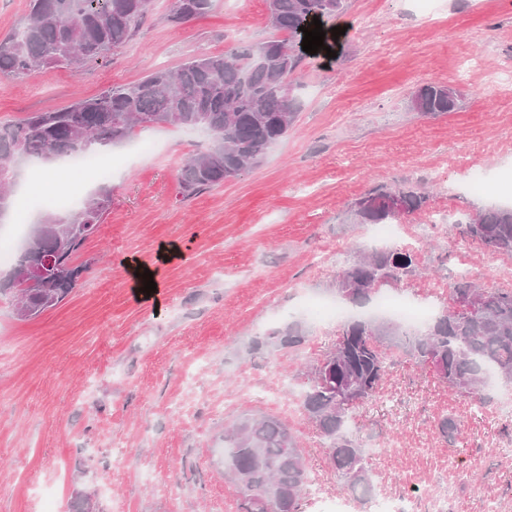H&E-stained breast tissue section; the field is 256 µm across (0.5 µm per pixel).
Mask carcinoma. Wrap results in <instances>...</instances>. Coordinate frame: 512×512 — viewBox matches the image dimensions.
Returning <instances> with one entry per match:
<instances>
[{
  "label": "carcinoma",
  "instance_id": "cac0c4a2",
  "mask_svg": "<svg viewBox=\"0 0 512 512\" xmlns=\"http://www.w3.org/2000/svg\"><path fill=\"white\" fill-rule=\"evenodd\" d=\"M152 0H30L22 27L0 41V75L19 79L36 69H77L127 43L148 13ZM211 0H178L170 19L181 22L204 14ZM346 0H266L271 27L285 34L255 47L244 46L224 55L187 59L177 69L157 70L137 83L116 85L100 95L79 99L55 111L34 112L10 124H0V224L15 210L11 188L17 165L27 160L52 167L64 158L91 148H111L131 140L137 127L175 126L200 129L209 146L181 168L180 193L191 197L237 179L246 168L260 164L268 149L288 134L298 114L291 79L303 61V32L313 18L321 23L345 11ZM456 92L444 85L425 84L407 101L413 112H450ZM429 195L405 187L377 188L352 208L355 224H395L420 211ZM110 197L96 194L72 212L51 207L29 225L12 270L0 279V295L16 300L22 320L35 318L63 302L87 266L76 263L85 241L108 209ZM462 239L490 254L512 255V206L478 210L456 223ZM53 268L42 288L29 286V274L44 260ZM383 271H397L400 280L417 274L414 257L391 248L360 255L354 267L339 275L358 282L340 298L356 306L368 304L378 290ZM453 306L422 331L385 316L350 320L338 330L336 343L345 356L329 373L312 367L301 406L326 442V452L348 493L369 500L373 475L365 441L347 429L348 410L338 401L352 381L361 403L373 401L391 364L379 343L402 349L416 362L433 368L436 376L458 394L481 398L493 373L502 387H512V289L480 288L460 277L449 284ZM476 310H466L470 299ZM281 347H299L305 331L293 320L271 335ZM248 431L224 430V465L238 471L244 512H300L310 472L296 436L276 416L245 414ZM436 428L453 443L461 434L454 416L441 418Z\"/></svg>",
  "mask_w": 512,
  "mask_h": 512
}]
</instances>
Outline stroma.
I'll return each mask as SVG.
<instances>
[{
  "mask_svg": "<svg viewBox=\"0 0 512 512\" xmlns=\"http://www.w3.org/2000/svg\"><path fill=\"white\" fill-rule=\"evenodd\" d=\"M441 20L420 21L418 0H346L333 57L308 56L293 78L300 106L288 135L239 179L183 198L178 177L207 137L175 127L137 130L150 152L124 158L108 182L111 203L78 257L85 263L58 306L19 319L0 298V512H72L76 492L97 512H242L224 477V428L246 412L280 418L310 469L301 512H372L330 467L306 419L307 367L336 341V327L305 319L297 349L254 347L256 337L302 318L311 295L334 297L336 272L375 248L354 202L379 185L429 194L402 219L422 232L408 280L418 298L456 277L457 218L499 204L512 174V0H438ZM172 0H152L132 38L81 68L0 79V123L54 111L198 55L274 37L265 0H212L175 24ZM439 83L456 89L444 114L409 111L406 96ZM490 178L473 190L470 172ZM149 270L146 293L133 276ZM377 399L349 412L372 450L375 497L425 499L456 488L451 512H512V441L489 385L474 409L431 368L393 351ZM463 421L447 443L435 424Z\"/></svg>",
  "mask_w": 512,
  "mask_h": 512,
  "instance_id": "35a3bbf8",
  "label": "stroma"
}]
</instances>
